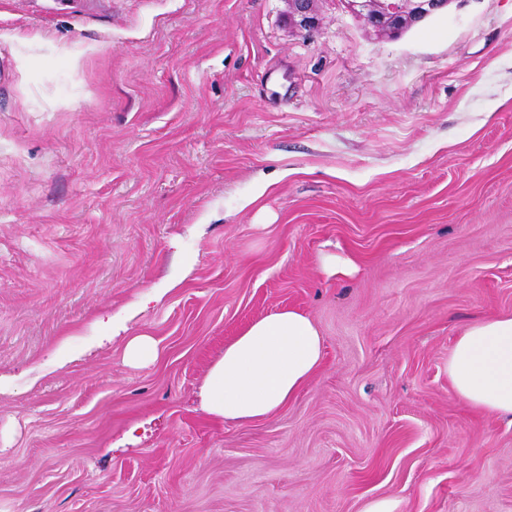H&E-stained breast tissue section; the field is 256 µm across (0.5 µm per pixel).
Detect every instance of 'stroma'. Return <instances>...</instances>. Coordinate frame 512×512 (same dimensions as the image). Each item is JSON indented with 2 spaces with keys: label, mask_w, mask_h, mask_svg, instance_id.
<instances>
[{
  "label": "stroma",
  "mask_w": 512,
  "mask_h": 512,
  "mask_svg": "<svg viewBox=\"0 0 512 512\" xmlns=\"http://www.w3.org/2000/svg\"><path fill=\"white\" fill-rule=\"evenodd\" d=\"M314 7L0 0V512H512V418L448 379L512 314V0L397 37ZM284 308L318 373L208 415L210 364ZM291 12L289 23L299 31L311 33L318 27L319 19L313 7L314 0H289ZM157 357V345L151 336L137 335L127 339L124 358L128 364L139 365L153 361Z\"/></svg>",
  "instance_id": "1"
}]
</instances>
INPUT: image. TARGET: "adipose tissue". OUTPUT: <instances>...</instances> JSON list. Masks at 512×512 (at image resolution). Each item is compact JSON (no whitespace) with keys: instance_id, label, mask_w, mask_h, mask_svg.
<instances>
[{"instance_id":"ef3b65f1","label":"adipose tissue","mask_w":512,"mask_h":512,"mask_svg":"<svg viewBox=\"0 0 512 512\" xmlns=\"http://www.w3.org/2000/svg\"><path fill=\"white\" fill-rule=\"evenodd\" d=\"M322 357L323 338L309 316L272 312L246 327L209 367L201 407L224 421L265 420L296 398ZM448 378L471 407L512 416V315L481 317L462 330L448 356Z\"/></svg>"}]
</instances>
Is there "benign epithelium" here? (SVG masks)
<instances>
[{
	"label": "benign epithelium",
	"mask_w": 512,
	"mask_h": 512,
	"mask_svg": "<svg viewBox=\"0 0 512 512\" xmlns=\"http://www.w3.org/2000/svg\"><path fill=\"white\" fill-rule=\"evenodd\" d=\"M347 10L375 28L390 25L389 33L398 35L410 26L448 7L453 0H343ZM289 23L299 31L311 33L319 19L314 0H290Z\"/></svg>",
	"instance_id": "1"
}]
</instances>
